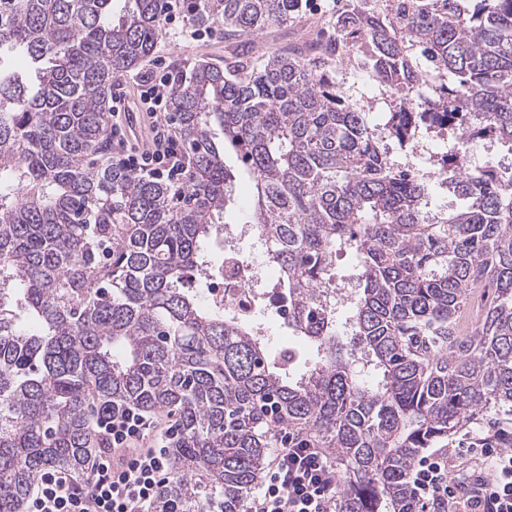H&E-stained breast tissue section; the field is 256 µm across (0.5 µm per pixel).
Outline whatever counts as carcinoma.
Segmentation results:
<instances>
[{"mask_svg": "<svg viewBox=\"0 0 512 512\" xmlns=\"http://www.w3.org/2000/svg\"><path fill=\"white\" fill-rule=\"evenodd\" d=\"M0 0V512H21L36 479L81 475L94 421L140 407L173 423L168 489L154 512H246L283 432L343 466L339 512H418L419 451L494 410L512 412V175L486 163L396 167L328 62L365 41L396 94L400 149L443 126L416 101L419 46L454 81L439 97L466 138L512 148V0L347 3L336 37L257 62L178 71L170 89L187 148L180 190L104 163L112 84L163 35L162 0ZM189 25L224 39L288 22L302 0H186ZM21 53L24 73L4 65ZM223 134L252 179L253 222L279 268L285 321L318 361L293 378L256 318L183 286L209 270L207 246L234 205ZM444 178L465 205L432 212ZM359 273L340 316L334 259ZM490 289L478 326L467 301Z\"/></svg>", "mask_w": 512, "mask_h": 512, "instance_id": "cac0c4a2", "label": "carcinoma"}]
</instances>
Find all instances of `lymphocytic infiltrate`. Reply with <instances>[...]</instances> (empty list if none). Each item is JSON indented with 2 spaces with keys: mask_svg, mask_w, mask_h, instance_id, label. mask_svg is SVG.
Listing matches in <instances>:
<instances>
[{
  "mask_svg": "<svg viewBox=\"0 0 512 512\" xmlns=\"http://www.w3.org/2000/svg\"><path fill=\"white\" fill-rule=\"evenodd\" d=\"M167 78L146 81L140 99L154 120L152 142L141 149L129 144L120 120L124 98L114 95L112 149L124 168L145 177L182 185V148L167 110ZM104 445L96 449L90 474L78 479L64 468L41 473L25 503V512H151L168 484L171 429L137 407L114 411L96 422ZM460 456L479 460V494L460 496L447 452L420 456L410 483L422 512H512V448L478 437ZM339 476L330 454L307 440L283 436L272 452L266 476L248 501L247 512H336Z\"/></svg>",
  "mask_w": 512,
  "mask_h": 512,
  "instance_id": "f902f5d3",
  "label": "lymphocytic infiltrate"
}]
</instances>
